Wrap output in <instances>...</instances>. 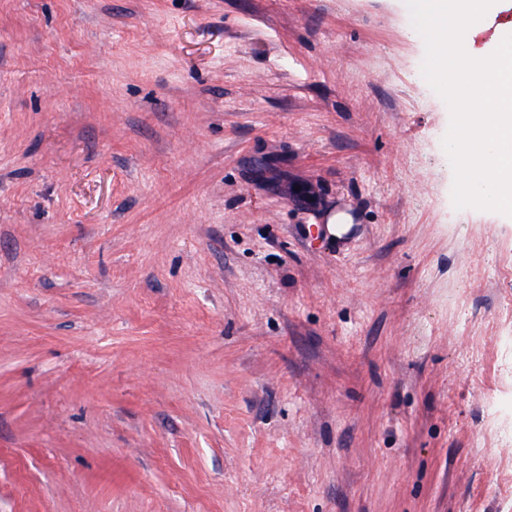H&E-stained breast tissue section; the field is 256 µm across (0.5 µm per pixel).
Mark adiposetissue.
Wrapping results in <instances>:
<instances>
[{"instance_id":"obj_1","label":"adipose tissue","mask_w":512,"mask_h":512,"mask_svg":"<svg viewBox=\"0 0 512 512\" xmlns=\"http://www.w3.org/2000/svg\"><path fill=\"white\" fill-rule=\"evenodd\" d=\"M428 18L425 41L431 50L434 83L456 105L467 134L454 150L463 185L483 190L494 207L505 201L512 215V154L490 151L512 146V0H420Z\"/></svg>"}]
</instances>
